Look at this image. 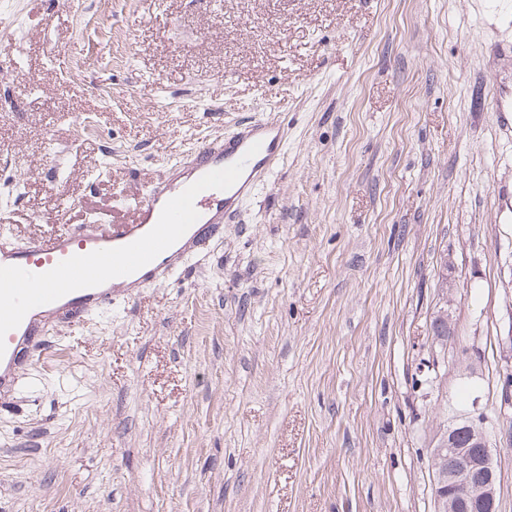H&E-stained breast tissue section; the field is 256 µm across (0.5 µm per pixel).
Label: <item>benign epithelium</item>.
Masks as SVG:
<instances>
[{
	"label": "benign epithelium",
	"mask_w": 512,
	"mask_h": 512,
	"mask_svg": "<svg viewBox=\"0 0 512 512\" xmlns=\"http://www.w3.org/2000/svg\"><path fill=\"white\" fill-rule=\"evenodd\" d=\"M431 460L435 512H497V475L481 419L464 416L440 429Z\"/></svg>",
	"instance_id": "obj_1"
}]
</instances>
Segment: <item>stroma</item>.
I'll return each instance as SVG.
<instances>
[{"label":"stroma","mask_w":512,"mask_h":512,"mask_svg":"<svg viewBox=\"0 0 512 512\" xmlns=\"http://www.w3.org/2000/svg\"><path fill=\"white\" fill-rule=\"evenodd\" d=\"M491 2L0 0L25 76L0 239L110 230L203 139L286 132L206 258L24 356L0 512H434L463 414L512 512V128L487 82L512 75V8Z\"/></svg>","instance_id":"obj_1"}]
</instances>
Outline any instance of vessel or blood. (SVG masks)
Here are the masks:
<instances>
[{
	"label": "vessel or blood",
	"instance_id": "1",
	"mask_svg": "<svg viewBox=\"0 0 512 512\" xmlns=\"http://www.w3.org/2000/svg\"><path fill=\"white\" fill-rule=\"evenodd\" d=\"M489 109L512 115V85L490 76ZM284 128L262 118L201 141L135 194L131 222L104 231L97 221L21 244L0 243V393L17 379L18 351L40 350L56 316L76 325L111 307L120 288L163 282L185 258L221 237L283 153Z\"/></svg>",
	"mask_w": 512,
	"mask_h": 512
}]
</instances>
